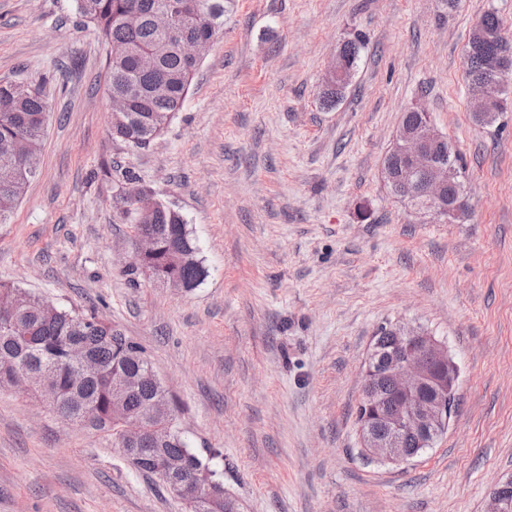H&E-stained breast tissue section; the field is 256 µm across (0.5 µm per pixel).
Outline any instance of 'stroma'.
I'll use <instances>...</instances> for the list:
<instances>
[{"label": "stroma", "mask_w": 512, "mask_h": 512, "mask_svg": "<svg viewBox=\"0 0 512 512\" xmlns=\"http://www.w3.org/2000/svg\"><path fill=\"white\" fill-rule=\"evenodd\" d=\"M512 0H234L183 108L147 148L111 131L108 46L76 0H0V82L41 89L39 168L0 223V282L95 310L138 343L184 436L221 453L241 512H488L512 478V111L473 119L466 46ZM368 49L318 100L339 45ZM419 106L465 165L466 219L393 195L383 162ZM184 215L193 289L132 271L127 180ZM396 323L460 367L447 431L411 462L363 458L361 369ZM0 512H184L105 434L0 388ZM367 43L366 35L361 32L356 33L353 38L344 42L342 56L345 63V76L337 85L323 88L320 92V101L324 108L336 106L345 97L346 90L350 86L359 67L361 54L365 50Z\"/></svg>", "instance_id": "stroma-1"}]
</instances>
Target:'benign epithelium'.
<instances>
[{"instance_id": "obj_1", "label": "benign epithelium", "mask_w": 512, "mask_h": 512, "mask_svg": "<svg viewBox=\"0 0 512 512\" xmlns=\"http://www.w3.org/2000/svg\"><path fill=\"white\" fill-rule=\"evenodd\" d=\"M475 41L470 44L466 62H471L476 45L505 42L501 31L492 32L477 24ZM484 77L471 84L478 99L476 114L490 113L498 101L505 78L512 74V56L500 52L483 58ZM400 141L399 157L406 167L420 173L411 191L435 212L455 211L464 218L463 202L448 196L455 184V168L435 161L436 150L445 142L444 135L427 120L417 126L397 129ZM155 238L138 234L133 244L131 262L153 251ZM459 377V367L446 344L412 327H390V351L384 357L371 351L362 371L363 386L359 402L361 418L359 433L363 454L391 464H404L414 459L419 449L430 448L434 440L448 429L453 416V404ZM417 438L416 447L409 448L406 435ZM155 434L141 425L126 428L124 443L132 446L149 445ZM159 470L172 476L171 495L187 506L196 505L202 496L213 497L218 484L211 473L199 466L184 476L186 466L165 458ZM491 512H512V483L494 485L491 491Z\"/></svg>"}]
</instances>
